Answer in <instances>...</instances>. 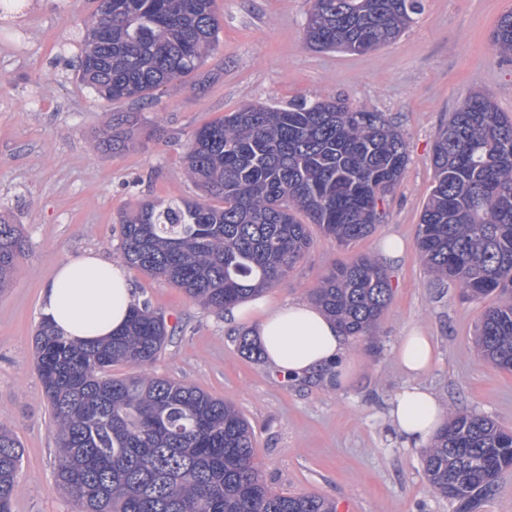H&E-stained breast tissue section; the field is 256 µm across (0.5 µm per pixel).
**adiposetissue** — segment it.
<instances>
[{
	"label": "adipose tissue",
	"instance_id": "obj_1",
	"mask_svg": "<svg viewBox=\"0 0 512 512\" xmlns=\"http://www.w3.org/2000/svg\"><path fill=\"white\" fill-rule=\"evenodd\" d=\"M136 288L120 264L85 252L59 265L40 295L44 318L76 342H91L121 330L136 303ZM227 324L253 322L267 364L287 380L320 376L339 388L350 380L348 339L336 321L305 301L274 305L258 296L227 308ZM398 362L411 383L392 402L390 417L407 442L427 445L444 424L438 396L418 386L434 360L433 340L415 328L397 348Z\"/></svg>",
	"mask_w": 512,
	"mask_h": 512
}]
</instances>
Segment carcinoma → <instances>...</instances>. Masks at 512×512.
<instances>
[{"label": "carcinoma", "mask_w": 512, "mask_h": 512, "mask_svg": "<svg viewBox=\"0 0 512 512\" xmlns=\"http://www.w3.org/2000/svg\"><path fill=\"white\" fill-rule=\"evenodd\" d=\"M215 4L98 0L85 22L80 80L118 101L196 72L218 42ZM310 4L307 46L351 52L357 42L359 53L395 40L422 8L421 0ZM492 45L512 54V12L498 19ZM139 123L136 112L113 118L100 149L129 148ZM184 160L204 199L144 202L122 215V256L222 312L287 276L311 248L307 224L346 244L371 234L377 201L396 189L408 156L383 113L332 98L242 106L197 129ZM432 162L417 235L429 270L471 298L512 293V119L487 94L469 93L439 128ZM26 251L20 225L1 220L0 290ZM390 296L386 272L364 256L334 267L312 294L348 336L368 333ZM170 336L146 302L98 342L40 322L35 369L56 433L54 481L77 512H335L323 497L280 493L262 479L252 427L232 403L147 372ZM477 344L512 371V296L485 312ZM117 364L135 373L114 377ZM22 455L1 426L0 512H12ZM511 467L512 431L468 413L454 414L424 457L434 491L465 505Z\"/></svg>", "instance_id": "cac0c4a2"}]
</instances>
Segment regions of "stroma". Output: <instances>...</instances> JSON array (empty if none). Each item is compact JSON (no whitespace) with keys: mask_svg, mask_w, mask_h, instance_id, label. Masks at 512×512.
Listing matches in <instances>:
<instances>
[{"mask_svg":"<svg viewBox=\"0 0 512 512\" xmlns=\"http://www.w3.org/2000/svg\"><path fill=\"white\" fill-rule=\"evenodd\" d=\"M97 5L34 0L24 29L0 20V217L21 225L29 246L0 292V425L23 446L13 512L75 510L54 486L55 433L33 365L40 291L57 266L90 250L121 262L119 217L139 202L201 199L183 163L201 126L248 103L333 97L384 113L403 134L408 164L371 235L342 245L311 228L309 252L265 295L278 304L309 300L333 264L377 257L386 236L403 240L402 258L386 268L391 296L383 315L370 335L349 340L355 378L339 389L315 377L284 382L264 360L241 353V329L223 314L134 270L139 301L174 332L149 371L233 402L252 426L254 461L275 491L322 496L336 512H456L433 491L423 449L394 431L388 409L408 382L396 345L419 327L436 345L421 382L446 412L476 413L512 430V371L474 346L496 296L471 299L457 283H437L417 248L434 184L433 142L449 112L469 91L483 90L512 116V55L491 42L512 0H422L397 40L361 54L306 45L308 0H216L219 43L204 66L152 98L116 102L92 94L74 64L76 40ZM125 112L140 113L155 136L140 148L101 152L100 134Z\"/></svg>","mask_w":512,"mask_h":512,"instance_id":"35a3bbf8","label":"stroma"}]
</instances>
